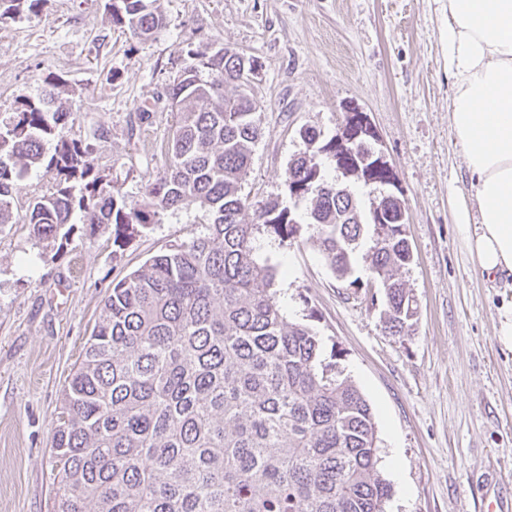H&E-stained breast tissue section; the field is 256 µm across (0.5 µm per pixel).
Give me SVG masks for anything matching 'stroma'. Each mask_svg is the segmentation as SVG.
<instances>
[{"label": "stroma", "mask_w": 512, "mask_h": 512, "mask_svg": "<svg viewBox=\"0 0 512 512\" xmlns=\"http://www.w3.org/2000/svg\"><path fill=\"white\" fill-rule=\"evenodd\" d=\"M165 25L147 39L115 24L108 0H45L40 15L0 20V115L67 89L63 131L93 147L97 170L128 204L167 161L175 123L168 87L194 52L229 46L260 67L252 93L262 133L242 192L288 204L285 171L301 134L331 137L347 107L366 112L405 201L413 260L400 271L418 306L415 331L384 332L383 290L338 280L303 225L282 241L256 235L276 270L289 320L322 340V359L370 404L386 512H487L512 492V344L498 336L512 280L475 265L452 205L469 189L449 127L440 0H160ZM204 230L195 209L167 212L114 245L109 227L68 239L0 226V512H55L51 440L61 394L113 282Z\"/></svg>", "instance_id": "35a3bbf8"}]
</instances>
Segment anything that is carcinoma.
I'll return each instance as SVG.
<instances>
[{"instance_id": "cac0c4a2", "label": "carcinoma", "mask_w": 512, "mask_h": 512, "mask_svg": "<svg viewBox=\"0 0 512 512\" xmlns=\"http://www.w3.org/2000/svg\"><path fill=\"white\" fill-rule=\"evenodd\" d=\"M44 0H0V19L37 15ZM159 0H112V21L138 39L164 25ZM258 61L230 47L198 55L168 88L177 120L168 162L128 205L104 179L90 145L60 134V83L0 120V224L32 169L54 172L25 217L55 237L67 224L112 226L120 243L136 224L195 207L203 234L173 244L112 284L81 363L64 387L54 435L61 463L56 512H385L391 487L379 468L371 407L320 360L321 340L290 322L274 272L255 258L260 227L295 233L288 208L252 210L242 184L261 134L246 72ZM233 84L238 93L228 96ZM313 153L291 160L288 192L309 203L310 237L337 279L349 281L365 225L376 235L368 270L383 288V327L409 336L417 308L397 272L411 262L400 198L384 223L364 215L347 185L316 157L376 191L365 175L372 140L336 157V137L306 130ZM55 142L52 152L46 145Z\"/></svg>"}]
</instances>
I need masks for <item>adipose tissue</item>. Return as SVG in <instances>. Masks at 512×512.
Listing matches in <instances>:
<instances>
[{"instance_id":"adipose-tissue-1","label":"adipose tissue","mask_w":512,"mask_h":512,"mask_svg":"<svg viewBox=\"0 0 512 512\" xmlns=\"http://www.w3.org/2000/svg\"><path fill=\"white\" fill-rule=\"evenodd\" d=\"M449 124L469 174L456 208L469 253L512 277V0H445Z\"/></svg>"}]
</instances>
